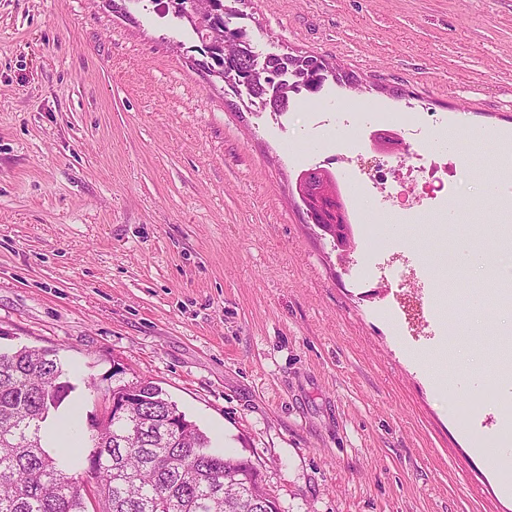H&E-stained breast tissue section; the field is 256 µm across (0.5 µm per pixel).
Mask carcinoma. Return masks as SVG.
I'll list each match as a JSON object with an SVG mask.
<instances>
[{
  "instance_id": "1",
  "label": "carcinoma",
  "mask_w": 512,
  "mask_h": 512,
  "mask_svg": "<svg viewBox=\"0 0 512 512\" xmlns=\"http://www.w3.org/2000/svg\"><path fill=\"white\" fill-rule=\"evenodd\" d=\"M218 31L240 40V57L224 64V46L201 48L194 66L237 86L252 56L248 33L231 27L235 11L212 0ZM313 56L271 55L266 72L251 87L275 112L288 102L271 97L277 76L307 71L296 91L318 92L327 79ZM76 389L53 349L22 346L0 351V512H88L86 487L95 512H279L262 485L257 466L210 450L205 432L166 392L148 379L112 387V414L90 420L89 452L76 461L43 443L42 423Z\"/></svg>"
}]
</instances>
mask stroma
<instances>
[{
  "instance_id": "1",
  "label": "stroma",
  "mask_w": 512,
  "mask_h": 512,
  "mask_svg": "<svg viewBox=\"0 0 512 512\" xmlns=\"http://www.w3.org/2000/svg\"><path fill=\"white\" fill-rule=\"evenodd\" d=\"M257 61L324 58L334 75L286 112L191 64L190 25L151 0H0V347H52L80 433L117 381H154L250 459L280 512H512V444L489 383L512 382V306L422 253L476 248L485 207L512 220V0H235ZM449 125L441 215H388L336 163L379 162L369 107ZM332 174L351 247L307 217L304 171ZM401 254L415 275L393 279ZM370 268L363 278L359 269ZM475 320L472 366L448 353ZM446 376L437 388V376Z\"/></svg>"
}]
</instances>
